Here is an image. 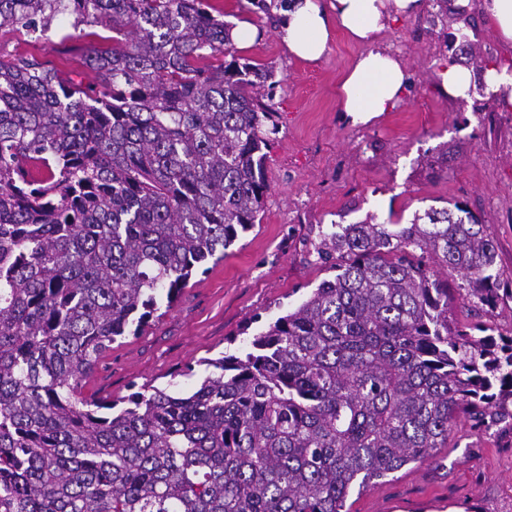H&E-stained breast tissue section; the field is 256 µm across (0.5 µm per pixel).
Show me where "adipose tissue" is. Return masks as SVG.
I'll return each mask as SVG.
<instances>
[{"label":"adipose tissue","mask_w":512,"mask_h":512,"mask_svg":"<svg viewBox=\"0 0 512 512\" xmlns=\"http://www.w3.org/2000/svg\"><path fill=\"white\" fill-rule=\"evenodd\" d=\"M477 2L493 26L505 62L484 72L487 90L512 83V0H455ZM423 0H293L283 11L278 36L295 57L315 62L326 53L333 30H342L363 50L347 69L340 92V109L359 125L393 111L408 86L403 60L378 44V37L402 16L420 12Z\"/></svg>","instance_id":"ef3b65f1"}]
</instances>
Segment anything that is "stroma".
Instances as JSON below:
<instances>
[{
    "label": "stroma",
    "mask_w": 512,
    "mask_h": 512,
    "mask_svg": "<svg viewBox=\"0 0 512 512\" xmlns=\"http://www.w3.org/2000/svg\"><path fill=\"white\" fill-rule=\"evenodd\" d=\"M226 22L257 30L238 49L240 62L268 68L276 83L279 132L267 150L261 221L230 246L223 259L193 273L173 306L149 326L113 343L112 373L91 375L86 394L115 400L133 386L190 389L206 375L205 360L232 351L235 342L297 307L332 272L313 243L323 224L411 223L430 208L461 203L488 224L497 264L512 275V110L503 111L474 70L468 100L443 96L435 75L453 60L471 63L472 51L501 50L482 14L470 45L452 42L455 20L433 21L430 10L397 21L383 43L404 61L408 92L392 112L354 126L340 110V83L359 53L335 32L321 61L289 55L279 40L276 13L252 0H209ZM73 18L63 14L49 39L22 33L0 36V57L31 55L74 79L94 75L81 58L86 39L72 38ZM423 263L448 285L452 328L488 329L512 336V300L479 308L460 275L441 270L431 254ZM193 375H186V368ZM348 512H512V419L476 429L459 419L437 458L412 463L367 490L351 492Z\"/></svg>",
    "instance_id": "stroma-1"
}]
</instances>
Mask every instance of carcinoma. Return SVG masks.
Returning <instances> with one entry per match:
<instances>
[{
	"instance_id": "cac0c4a2",
	"label": "carcinoma",
	"mask_w": 512,
	"mask_h": 512,
	"mask_svg": "<svg viewBox=\"0 0 512 512\" xmlns=\"http://www.w3.org/2000/svg\"><path fill=\"white\" fill-rule=\"evenodd\" d=\"M66 12L114 33L84 57L95 82L0 59V512H348L459 418L505 416L512 339L451 330L415 259L477 304L512 298L460 204L319 229L335 276L190 391L83 395L117 338L254 227L279 126L271 71L225 61L208 0H0V35L46 39Z\"/></svg>"
}]
</instances>
